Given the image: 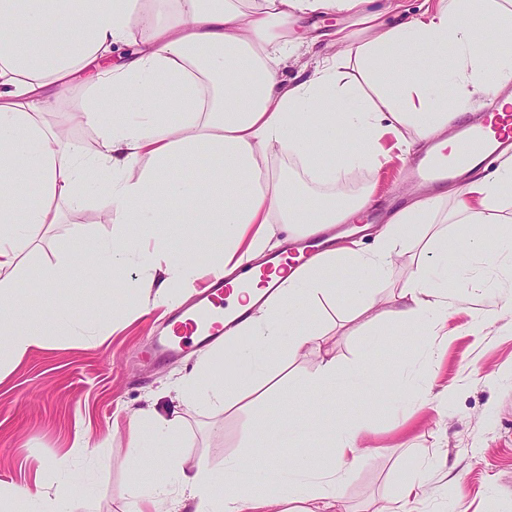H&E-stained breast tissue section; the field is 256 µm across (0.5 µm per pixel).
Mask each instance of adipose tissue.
Here are the masks:
<instances>
[{
	"instance_id": "adipose-tissue-1",
	"label": "adipose tissue",
	"mask_w": 512,
	"mask_h": 512,
	"mask_svg": "<svg viewBox=\"0 0 512 512\" xmlns=\"http://www.w3.org/2000/svg\"><path fill=\"white\" fill-rule=\"evenodd\" d=\"M366 2L174 0L171 10L158 15L142 8L141 0H0V26L24 31L19 39L0 37V199L11 194L19 170L46 198L66 199L74 208L87 194L107 191L110 222L134 225L150 247L135 248L125 236H113L97 248L99 266L115 275L136 266V291L156 307L170 302L173 284L187 283L201 269L228 278L242 267L262 269L274 225L317 234L327 225L362 219L371 191L350 198L331 192L312 208L292 178L262 180L272 151L293 155L311 181L328 186L348 166H381L387 156L383 138L404 126L416 135L404 140L405 150L418 141L434 142L454 160L458 137L450 127L456 111L477 96L497 99L512 83V54L488 65L480 43L481 33L492 29L501 43L512 45V0H437L391 26L384 14L399 11L398 0H389L383 12L366 10ZM349 13L363 15L370 36L356 43L343 31L330 33L338 52L301 81L285 84L280 59L297 50L293 31L301 16ZM136 30L145 38L143 48L126 61L104 65L113 45ZM94 63L100 66L96 85L80 116L97 129L98 142L85 158L38 116L47 86H66L70 75ZM447 85L454 96L444 93ZM338 128L348 130L352 141L343 153L326 146ZM201 154L217 162L203 182L184 174ZM510 184L512 155L504 153L494 173L473 174L464 185L395 212L374 228L371 250L341 246L313 256L265 299L248 291L231 295L229 305L251 315L225 332V346L238 336L250 343L236 352L226 376L214 369L222 349L200 359L179 381L180 406L205 401L232 407L253 393L283 349L292 359L321 351L309 390L367 383L366 367L341 374L335 357L323 352V329L303 317L305 303L336 293L326 269L354 271L346 288L358 296L359 312H367L375 305L377 285L392 271L393 255L416 225L432 226L431 247L447 246V225L495 223ZM172 199L181 223L194 230L193 250L173 247L164 232ZM54 221L45 201L20 218L0 206V273L17 269L28 227ZM213 224L224 228L220 251L209 242ZM200 251L206 254L202 264L196 260ZM430 271V264L418 265L400 290L394 316L398 326H421L435 336L448 321V293ZM14 298L11 289L0 290V350L19 359L41 346L47 328L15 326L20 307ZM130 428L138 436L159 437L171 449L163 460L169 482L142 485L131 512L170 498L175 512H276L287 500L302 503L301 512H348L343 484L361 460L368 432L362 423L344 426L330 433L328 457L299 452L288 459L283 448L307 438L309 425L295 429L268 421L260 429L248 427L242 437L249 456L225 461L219 477L205 459L190 465L177 453V408L164 415L137 409ZM248 471L254 479H245Z\"/></svg>"
}]
</instances>
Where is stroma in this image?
I'll list each match as a JSON object with an SVG mask.
<instances>
[{
	"instance_id": "35a3bbf8",
	"label": "stroma",
	"mask_w": 512,
	"mask_h": 512,
	"mask_svg": "<svg viewBox=\"0 0 512 512\" xmlns=\"http://www.w3.org/2000/svg\"><path fill=\"white\" fill-rule=\"evenodd\" d=\"M95 81L89 70L76 75L54 97L50 115L52 122L67 121L74 145L87 155L93 154L98 134L77 113ZM383 147L390 159L382 168H349L338 183L351 195L375 186V225L417 197L405 178L410 160L395 137L387 136ZM51 207L55 223L31 227V244L18 268L0 282L15 289L30 318H49L64 305L77 324L118 317L124 327L103 336L51 334L20 361L0 364V486L63 495L48 468L59 462L88 487L86 496H64L65 512H127L139 482L130 468L133 453L144 460L143 480H169L159 461L161 448L138 444L129 416L150 400L158 410L168 409L174 384L200 354L189 350L166 361L145 356L148 339L169 326L168 309H133L130 285L136 269H128L120 282L99 271L98 242L120 230L108 220L106 193L90 196L76 211L61 198ZM511 228L507 209L499 223L478 225L488 261L472 260L461 249L436 254V265L448 268L454 304L447 335L394 329L391 312L419 259L418 247H402L391 277L377 287L366 327L347 319L358 304L356 296L307 307L309 319L324 327L326 347L342 370L372 364L370 383L322 391L316 407L307 398L287 402L275 392L227 411L203 404L183 407L182 454L205 458L220 476L225 459L246 453L243 429L262 426L266 419L310 425L315 436L306 446L313 454L322 453L327 433L361 419L371 433L364 442L366 456L344 486L349 512H384L401 485L415 478L424 491L413 512H512V313L504 310L512 302V265L494 260ZM65 259L76 269L74 288L65 294L44 292L38 286L40 269Z\"/></svg>"
}]
</instances>
